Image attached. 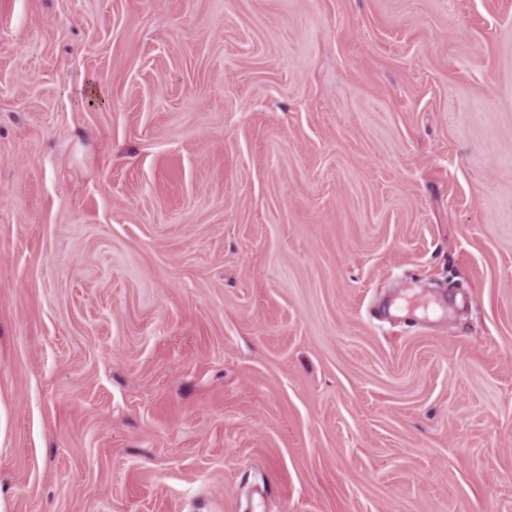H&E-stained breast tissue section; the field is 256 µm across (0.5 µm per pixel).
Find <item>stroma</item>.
Wrapping results in <instances>:
<instances>
[{
	"label": "stroma",
	"mask_w": 512,
	"mask_h": 512,
	"mask_svg": "<svg viewBox=\"0 0 512 512\" xmlns=\"http://www.w3.org/2000/svg\"><path fill=\"white\" fill-rule=\"evenodd\" d=\"M0 512H512V0H0Z\"/></svg>",
	"instance_id": "1"
}]
</instances>
